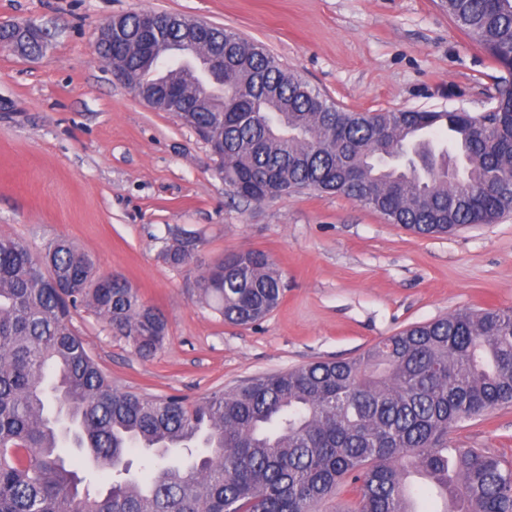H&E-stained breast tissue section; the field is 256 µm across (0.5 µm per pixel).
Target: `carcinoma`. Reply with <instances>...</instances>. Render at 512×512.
<instances>
[{
	"mask_svg": "<svg viewBox=\"0 0 512 512\" xmlns=\"http://www.w3.org/2000/svg\"><path fill=\"white\" fill-rule=\"evenodd\" d=\"M457 26L504 68L512 65V0H442ZM161 18L165 51L122 64L155 94L184 88L176 116L220 130L218 174L232 197L258 202L302 190L353 198L421 235L494 224L512 212V80L493 110L348 112L265 46L213 26L201 47L224 55V82L180 61L184 23ZM448 129L437 151L430 133ZM193 262L186 241L164 252ZM202 297L246 326L281 299L267 255L239 251L205 268ZM86 309L142 357L166 323L137 289L103 276L72 241L35 251L0 235V512H318L345 481L353 512H419L424 476L443 512H512V462L448 447L459 423L512 404V308L458 312L412 326L362 354L257 377L198 402L112 387L72 314ZM152 465L139 475L128 455ZM110 473L91 490L88 472Z\"/></svg>",
	"mask_w": 512,
	"mask_h": 512,
	"instance_id": "cac0c4a2",
	"label": "carcinoma"
}]
</instances>
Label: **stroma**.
I'll return each instance as SVG.
<instances>
[{"instance_id": "stroma-1", "label": "stroma", "mask_w": 512, "mask_h": 512, "mask_svg": "<svg viewBox=\"0 0 512 512\" xmlns=\"http://www.w3.org/2000/svg\"><path fill=\"white\" fill-rule=\"evenodd\" d=\"M142 12L258 41L351 112L477 115L506 74L441 0H0V24L31 22L48 35L37 55L0 49V234L36 249L72 240L167 323L163 347L143 357L92 312L74 313L114 387L199 400L355 357L412 324L512 307V214L421 236L339 194L230 201L209 147L115 81L97 51L111 16ZM177 238L191 240L193 264L165 260ZM239 250L264 252L281 275V304L250 326L225 323L197 289L202 267ZM448 444L512 461V406L461 423Z\"/></svg>"}]
</instances>
